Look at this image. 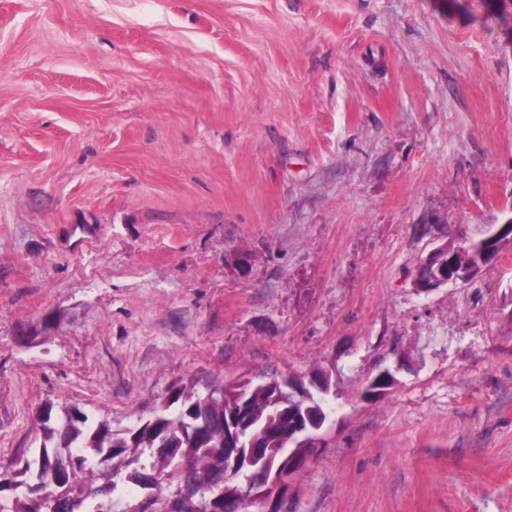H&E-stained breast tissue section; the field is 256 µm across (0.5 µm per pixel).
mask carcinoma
Masks as SVG:
<instances>
[{"mask_svg": "<svg viewBox=\"0 0 512 512\" xmlns=\"http://www.w3.org/2000/svg\"><path fill=\"white\" fill-rule=\"evenodd\" d=\"M279 379L259 375L246 389V439L265 449L273 470L290 448L267 387ZM234 412L240 404L219 385L204 395L173 390L151 417L123 433L90 423L79 409L64 411L50 427L48 413L38 457L1 475L0 491L23 489L15 512H146V505L151 512H235L236 489L251 470L224 477V419Z\"/></svg>", "mask_w": 512, "mask_h": 512, "instance_id": "cac0c4a2", "label": "carcinoma"}]
</instances>
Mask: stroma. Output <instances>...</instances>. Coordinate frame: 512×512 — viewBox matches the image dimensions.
Returning a JSON list of instances; mask_svg holds the SVG:
<instances>
[{
	"instance_id": "obj_1",
	"label": "stroma",
	"mask_w": 512,
	"mask_h": 512,
	"mask_svg": "<svg viewBox=\"0 0 512 512\" xmlns=\"http://www.w3.org/2000/svg\"><path fill=\"white\" fill-rule=\"evenodd\" d=\"M510 215L512 0H0V474L321 369L293 512H512V244L415 285Z\"/></svg>"
}]
</instances>
